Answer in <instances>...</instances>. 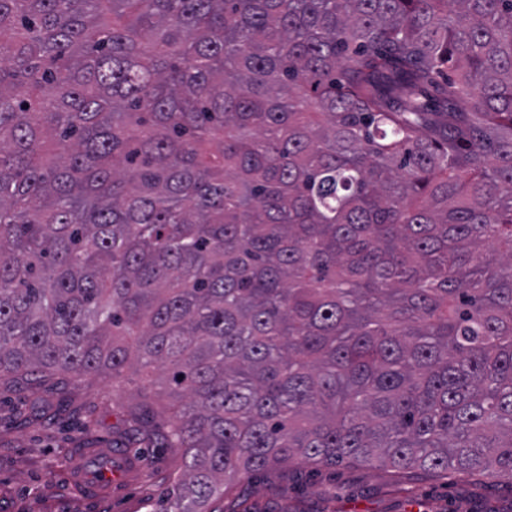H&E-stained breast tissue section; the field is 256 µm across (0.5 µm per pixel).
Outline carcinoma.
I'll use <instances>...</instances> for the list:
<instances>
[{
  "label": "carcinoma",
  "mask_w": 512,
  "mask_h": 512,
  "mask_svg": "<svg viewBox=\"0 0 512 512\" xmlns=\"http://www.w3.org/2000/svg\"><path fill=\"white\" fill-rule=\"evenodd\" d=\"M135 361L174 512L512 484V0H0V377ZM512 487L480 476L397 474L379 465L284 463L235 480L216 512H510ZM512 512V511H511Z\"/></svg>",
  "instance_id": "1"
}]
</instances>
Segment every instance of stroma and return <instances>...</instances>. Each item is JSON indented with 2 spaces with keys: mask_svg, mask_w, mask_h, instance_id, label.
<instances>
[{
  "mask_svg": "<svg viewBox=\"0 0 512 512\" xmlns=\"http://www.w3.org/2000/svg\"><path fill=\"white\" fill-rule=\"evenodd\" d=\"M176 402L160 367L0 380V512H167L184 451L143 442L131 412ZM124 447L126 465L87 494L71 474L82 452ZM211 512H512V485L480 476L397 474L379 465L284 463L233 481Z\"/></svg>",
  "mask_w": 512,
  "mask_h": 512,
  "instance_id": "1",
  "label": "stroma"
}]
</instances>
